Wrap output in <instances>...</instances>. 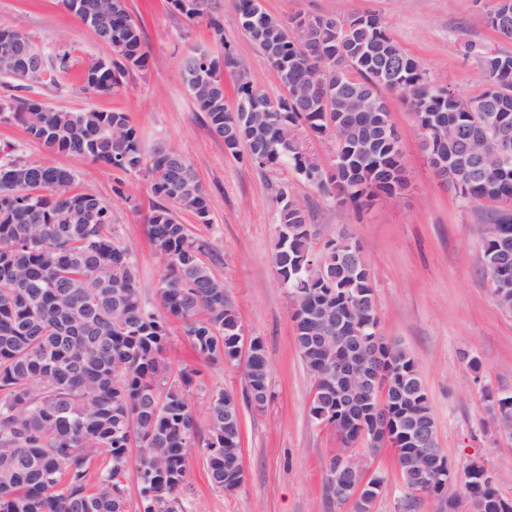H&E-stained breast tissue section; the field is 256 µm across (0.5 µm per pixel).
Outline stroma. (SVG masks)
I'll use <instances>...</instances> for the list:
<instances>
[{
    "mask_svg": "<svg viewBox=\"0 0 512 512\" xmlns=\"http://www.w3.org/2000/svg\"><path fill=\"white\" fill-rule=\"evenodd\" d=\"M219 15L224 39L216 41L206 22L187 26L170 0H126L138 26L146 68H133L112 95H88L81 73L88 61L109 50L68 12L60 0H0V29L20 28L45 55L66 51L70 66L53 80L34 84L29 95L63 110L92 107L123 112L144 148L164 141L194 168L209 204V221L179 212L190 236L209 244L203 258L224 283L247 336L261 338L270 360L272 399L263 412L241 407L244 481L233 493L214 489L208 479L203 441L188 450V477L181 497L188 512H354L326 488V470L339 455L363 460L383 486L372 512H470L464 494L465 469L484 465L498 493L512 499V439L501 436L485 410V391L512 392V313L493 296L481 261L478 227L501 210L502 202L464 203L435 178L404 95L387 102L401 139L410 186L397 199H379L367 209L324 198L292 171L258 169L224 149L204 113L187 91L181 61L192 49L212 54L230 49L253 88L278 97L283 89L272 66L243 31L236 0H206ZM282 22L295 15L346 17L376 14L400 47L416 58L431 80L463 94L484 86L480 58L512 53V40L486 25L488 0H262ZM48 161L75 176V188L112 207L119 241L132 251L143 297L159 308L156 286L165 261L150 242L147 218L157 199L145 173H123L71 154H49L24 128L0 121V164L15 158ZM307 212L318 234L312 246L345 232L359 239L371 266L383 336L401 341L418 362L454 478L447 498L409 492L393 448L345 447L335 430L309 415L313 379L294 340L292 304L274 272L272 255L280 224V187ZM166 356L173 366L199 369L188 393L199 427H206L211 397L241 392L243 376L234 365L203 363L171 326ZM477 358L472 369L469 358Z\"/></svg>",
    "mask_w": 512,
    "mask_h": 512,
    "instance_id": "stroma-1",
    "label": "stroma"
}]
</instances>
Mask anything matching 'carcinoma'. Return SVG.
<instances>
[{
	"label": "carcinoma",
	"mask_w": 512,
	"mask_h": 512,
	"mask_svg": "<svg viewBox=\"0 0 512 512\" xmlns=\"http://www.w3.org/2000/svg\"><path fill=\"white\" fill-rule=\"evenodd\" d=\"M89 25L111 51L83 71L86 94H114L131 68L145 66L139 30L124 0H61ZM486 22L512 38V0H491ZM241 25L273 65L282 89L278 111L263 113L271 98L247 81H237L235 98L244 108L227 109L222 72L237 67L227 51L219 56L189 52L181 73L211 131L230 154L245 152L259 169L289 167L323 196L363 208L368 190L396 197L405 189L402 148L383 136L391 123L379 92H400L418 127L452 125L458 131L481 126L484 149L495 152V123L512 128V55L482 61L485 88L464 95L429 79L373 14L346 19L296 15L284 25L259 0H237ZM187 27L202 19L218 40L223 27L206 16L205 0L184 14ZM14 37L19 64L5 75L21 92L43 79L45 57L20 30ZM356 93L378 108L363 116L348 112L345 98ZM20 123L50 153H71L123 172H145L160 200L148 221V235L166 260L157 294L163 313L141 294L127 246L117 241L112 208L99 197L73 190L74 174L48 162L20 159L0 166V512H128L124 480L131 446L143 512H186L180 493L187 478V448L199 434L188 392L196 368L172 371L163 353L169 325L180 324L202 360L211 365L243 364V399L271 397L267 355L242 356L232 328L240 321L224 283L202 259L207 248L192 239L176 211L207 220L206 193L191 164L164 142L143 148L123 112L62 110L36 99L11 95L0 118ZM330 138L336 160L326 166L306 152L298 132ZM448 137L444 154L448 186L466 202H512V161L494 176H473ZM282 203L273 253L275 273L288 278L295 343L314 380L310 415L344 401L323 377L324 351L311 346L319 316L353 305L355 322H379L370 265L365 254L347 260L349 243L337 236L313 252L314 225L303 208L279 190ZM484 269L492 283L512 278V209L482 225ZM373 367H393L388 393L397 465L405 487L418 484L417 448L396 435V426H436L413 354L395 342ZM233 391L213 396L207 409L206 469L217 490L243 482L241 427L234 421L239 400ZM480 463L466 470L468 498L481 512H503L495 487L481 483ZM383 479L374 474L356 501V512H371Z\"/></svg>",
	"instance_id": "obj_1"
}]
</instances>
